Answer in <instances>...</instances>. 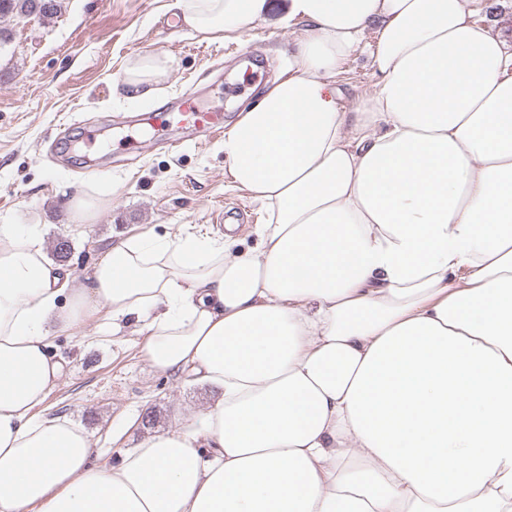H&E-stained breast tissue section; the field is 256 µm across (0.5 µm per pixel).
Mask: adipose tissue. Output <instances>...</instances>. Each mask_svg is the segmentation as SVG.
I'll list each match as a JSON object with an SVG mask.
<instances>
[{
    "label": "adipose tissue",
    "instance_id": "adipose-tissue-1",
    "mask_svg": "<svg viewBox=\"0 0 512 512\" xmlns=\"http://www.w3.org/2000/svg\"><path fill=\"white\" fill-rule=\"evenodd\" d=\"M499 0H285L288 69L224 131L256 247L128 236L82 279L0 225V512H512V44ZM232 40L268 0H175ZM375 43H368V34ZM369 47L370 90L344 95ZM163 52L132 56L130 100ZM106 313L215 398L100 464L43 415L54 337Z\"/></svg>",
    "mask_w": 512,
    "mask_h": 512
}]
</instances>
